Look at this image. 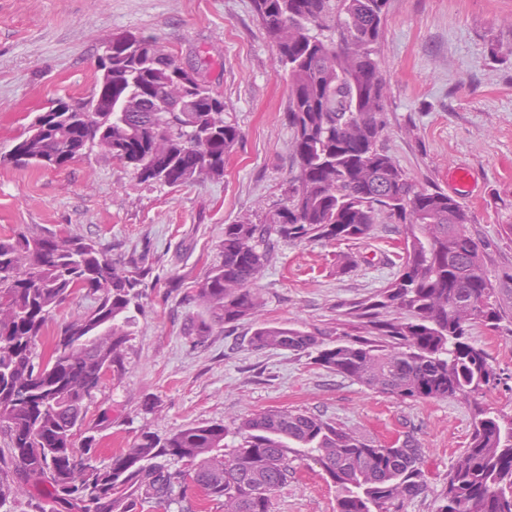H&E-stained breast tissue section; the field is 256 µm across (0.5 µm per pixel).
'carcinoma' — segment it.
<instances>
[{"mask_svg":"<svg viewBox=\"0 0 512 512\" xmlns=\"http://www.w3.org/2000/svg\"><path fill=\"white\" fill-rule=\"evenodd\" d=\"M387 0H254L257 21L288 72V124L296 175L284 204L262 223L224 225L222 259L197 283L214 327L256 316L252 285L279 242L356 241L386 219L401 228L398 271L374 295L345 305L357 334L332 344L317 334L262 324L261 348L314 355L315 363L401 399L462 398L472 430L448 471L436 512H512V415L479 400L497 385L470 327L499 325L494 288L468 212L422 187L379 147L386 83L377 58ZM98 58L90 95L36 113L0 164L59 168L94 150L144 182L170 187L224 176L240 131L223 97L156 40L124 33ZM180 97L157 112L156 96ZM149 271L119 269L77 235L0 239V512H169L201 489L224 512H274L295 459L320 464L337 490L336 512H398L426 492L423 449L408 435L382 445L315 415L251 413L234 430L148 431L104 468L77 453L86 400L107 373L122 374ZM78 290L97 305L60 325L45 362L34 349L50 314Z\"/></svg>","mask_w":512,"mask_h":512,"instance_id":"obj_1","label":"carcinoma"}]
</instances>
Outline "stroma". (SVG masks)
Here are the masks:
<instances>
[{
  "label": "stroma",
  "mask_w": 512,
  "mask_h": 512,
  "mask_svg": "<svg viewBox=\"0 0 512 512\" xmlns=\"http://www.w3.org/2000/svg\"><path fill=\"white\" fill-rule=\"evenodd\" d=\"M132 31L152 37L203 75L224 97L240 139L224 176L187 187L139 181L108 154L64 167L0 166V237L74 234L113 264L149 268L121 377L105 375L87 402L85 435L95 465L145 431L166 437L196 425L235 428L269 409L311 413L382 444L410 434L422 448L427 490L400 512H435L451 464L467 447L471 410L460 398L403 400L369 389L287 350L251 342L260 324L314 331L326 341L353 331L342 304L392 279L397 225L369 239L283 243L254 283L252 320L189 334L202 312L196 283L221 260L224 227L284 203L296 173L288 124V75L262 34L252 0H0V155L30 113L93 87L103 42ZM377 53L387 80L382 146L423 185L460 202L482 244L499 327L478 324L473 342L489 354L499 383L487 406L512 412V0H388ZM470 172L467 187L450 173ZM78 291L48 320L35 346L92 309ZM274 512H336V488L311 460L296 463Z\"/></svg>",
  "instance_id": "1"
}]
</instances>
